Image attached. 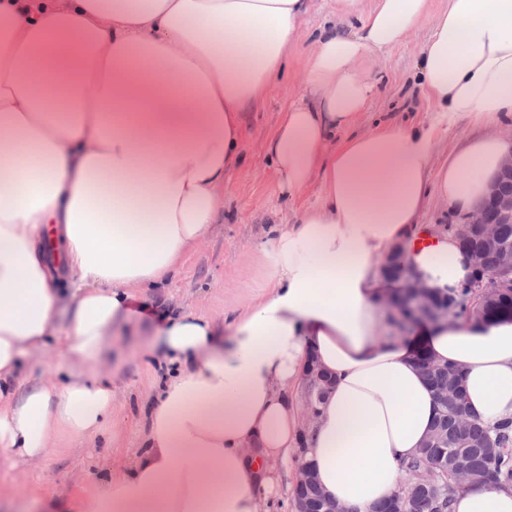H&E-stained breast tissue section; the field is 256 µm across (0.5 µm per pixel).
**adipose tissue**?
Returning <instances> with one entry per match:
<instances>
[{"instance_id":"adipose-tissue-1","label":"adipose tissue","mask_w":512,"mask_h":512,"mask_svg":"<svg viewBox=\"0 0 512 512\" xmlns=\"http://www.w3.org/2000/svg\"><path fill=\"white\" fill-rule=\"evenodd\" d=\"M320 11L331 23L310 28ZM426 24L428 120L362 124L376 62ZM303 38L299 90L263 153L286 194L316 200L271 224L243 314L166 318L150 410L127 427L102 354L134 294L169 285L215 235L243 115ZM466 121L483 134L435 165ZM511 152L512 0H0V451L34 468L63 443L131 435L125 469L74 512H260L304 440L322 492L372 512L438 413L419 350L462 369L471 416L512 419V322L387 335L382 268L394 253L426 287H462L457 237L420 216L434 203L467 218ZM27 359L47 373L23 385ZM312 362L332 386L310 419L293 396ZM453 508L512 512V484L462 485Z\"/></svg>"}]
</instances>
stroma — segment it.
Listing matches in <instances>:
<instances>
[{
    "instance_id": "stroma-1",
    "label": "stroma",
    "mask_w": 512,
    "mask_h": 512,
    "mask_svg": "<svg viewBox=\"0 0 512 512\" xmlns=\"http://www.w3.org/2000/svg\"><path fill=\"white\" fill-rule=\"evenodd\" d=\"M428 34V28H421L410 41L391 51L368 102L369 120L411 123L426 118L429 104L414 75ZM292 84L291 76L275 81L264 105L245 113L244 163L224 183V210L210 245L187 259L170 287L157 288L148 297L136 298L133 307L140 313L138 329L126 330L109 343L107 358L112 381L124 394L118 413L127 422L137 420L155 374L156 353L150 345L157 318L182 310L188 301L220 320L243 311L262 293V279L248 264L243 246L261 243L273 219L290 221L294 210L315 200L309 191L288 198L280 187L278 174L260 166V152L274 131L276 115L285 111L291 101ZM125 463L123 450L93 448L86 442L66 445L38 469L23 476L0 458V493L23 497L33 486L44 485L67 506L75 495L74 475H81L85 490L92 492Z\"/></svg>"
}]
</instances>
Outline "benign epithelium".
Masks as SVG:
<instances>
[{"instance_id": "benign-epithelium-1", "label": "benign epithelium", "mask_w": 512, "mask_h": 512, "mask_svg": "<svg viewBox=\"0 0 512 512\" xmlns=\"http://www.w3.org/2000/svg\"><path fill=\"white\" fill-rule=\"evenodd\" d=\"M512 223V154L507 156L501 167L498 181L491 187L486 202L481 204L475 216L454 225L455 234L465 237L473 227H478L483 238V248L468 251L472 267L480 270L484 267L487 256L495 258V270L499 275L512 276V246L500 241L495 225ZM385 272L393 273L398 278L399 289L391 298L392 306L399 301L405 302V310L409 316L408 323L418 326L424 323H437L448 318L440 307L438 300L428 288L421 287L415 278L406 273L404 268L392 258L383 263ZM477 294L482 300L481 307L475 311L477 320L510 319L512 320V304L498 301L500 293L512 288V279L508 281L492 278L489 281L474 284ZM460 373L455 368H448V379L440 387V395L448 407L457 415L464 414L466 408L464 394L459 386ZM307 399L305 410L307 416L317 413L316 400L313 394H322L329 389L320 369L310 366L306 371ZM421 453L427 458L428 464L420 479L412 486H401L398 498L409 502L416 494L426 489L437 488V477L444 474L453 478H466L468 484H483L498 480L495 467V454H490L483 472L478 476L471 475L466 469L465 459L455 451L448 450V438L429 432L423 443ZM317 482L313 471L306 465L299 468L293 489L292 512H310L309 498L316 496Z\"/></svg>"}]
</instances>
